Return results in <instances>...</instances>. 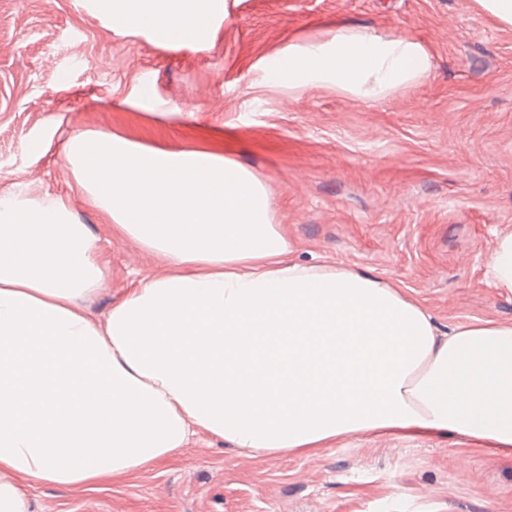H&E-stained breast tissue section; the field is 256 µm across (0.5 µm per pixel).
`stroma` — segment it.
<instances>
[{"label":"stroma","instance_id":"stroma-1","mask_svg":"<svg viewBox=\"0 0 512 512\" xmlns=\"http://www.w3.org/2000/svg\"><path fill=\"white\" fill-rule=\"evenodd\" d=\"M203 49L116 35L84 0H0V192L68 200L110 272L87 303L104 319L135 276L168 266L111 225L61 157L72 131L171 149L223 148L271 190L292 259L399 285L439 332L512 325V290L486 262L512 234V29L473 0H228ZM347 24L406 32L431 55L419 85L365 102L262 82L289 41ZM66 84H59V75ZM147 81L173 118L135 106ZM34 512H512V452L463 434L342 436L318 451L249 456L198 437L97 489H32Z\"/></svg>","mask_w":512,"mask_h":512}]
</instances>
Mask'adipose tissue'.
I'll return each mask as SVG.
<instances>
[{
    "instance_id": "ef3b65f1",
    "label": "adipose tissue",
    "mask_w": 512,
    "mask_h": 512,
    "mask_svg": "<svg viewBox=\"0 0 512 512\" xmlns=\"http://www.w3.org/2000/svg\"><path fill=\"white\" fill-rule=\"evenodd\" d=\"M114 33L202 47L227 0H93ZM413 36L339 25L291 42L264 83L374 101L427 77ZM62 156L114 233L166 260L105 322L109 262L60 198L0 193V512L30 487L134 476L203 434L257 455L343 435L460 432L512 451V325L439 333L395 283L292 261L268 186L209 148L76 133Z\"/></svg>"
}]
</instances>
